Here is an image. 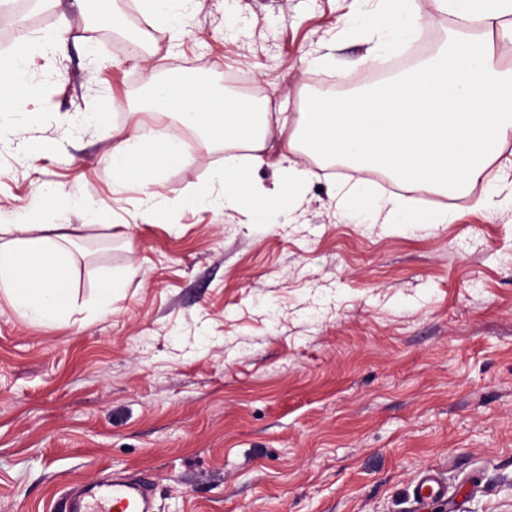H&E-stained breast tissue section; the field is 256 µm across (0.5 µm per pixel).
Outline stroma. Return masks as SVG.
<instances>
[{
  "label": "stroma",
  "instance_id": "obj_1",
  "mask_svg": "<svg viewBox=\"0 0 512 512\" xmlns=\"http://www.w3.org/2000/svg\"><path fill=\"white\" fill-rule=\"evenodd\" d=\"M376 8L180 0L175 30L121 0H51L19 37L33 118L0 144V224L75 225L77 301L53 325L0 310V512H65L111 472L152 474L155 512H512V207H478L486 182L422 196L447 223L386 224L335 195L375 181L301 155L317 177L297 208L258 218L199 203L229 156L200 145L161 174L152 215L136 181L113 191L148 70L174 56L289 116L395 58ZM430 469L448 495L422 504Z\"/></svg>",
  "mask_w": 512,
  "mask_h": 512
}]
</instances>
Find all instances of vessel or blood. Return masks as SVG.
<instances>
[{
    "mask_svg": "<svg viewBox=\"0 0 512 512\" xmlns=\"http://www.w3.org/2000/svg\"><path fill=\"white\" fill-rule=\"evenodd\" d=\"M148 478L124 480L102 478L72 493L68 512H152ZM445 487L438 475L426 473L414 489V496L424 500L443 495Z\"/></svg>",
    "mask_w": 512,
    "mask_h": 512,
    "instance_id": "obj_1",
    "label": "vessel or blood"
}]
</instances>
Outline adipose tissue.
Returning <instances> with one entry per match:
<instances>
[{
	"label": "adipose tissue",
	"instance_id": "adipose-tissue-1",
	"mask_svg": "<svg viewBox=\"0 0 512 512\" xmlns=\"http://www.w3.org/2000/svg\"><path fill=\"white\" fill-rule=\"evenodd\" d=\"M380 23L387 43H409L422 25L417 0H383ZM459 20L437 54L383 88L348 96L309 99L293 119L272 109L256 110L247 100H228L206 83L185 80L171 64L164 76L150 75V113L179 116L202 132V145L239 148L245 165L221 176L225 203L255 211L271 201L294 209L299 193L314 179L308 168H282L283 187L272 192L257 174L270 166L269 136L278 133L282 153L307 148L330 161L388 174L393 180L441 195H456L484 177L512 142V68L503 67L489 42L470 36L471 27L490 32L512 14V0H445ZM29 80L27 55L17 52L0 65V112L17 111ZM183 147L166 128L134 122L112 147L115 188L128 174L139 177L147 199L158 174L176 162ZM388 224L412 220L444 224L447 210L414 214L410 198L378 200ZM69 237L46 224H0V300L35 323L68 318L75 307L69 283Z\"/></svg>",
	"mask_w": 512,
	"mask_h": 512
}]
</instances>
